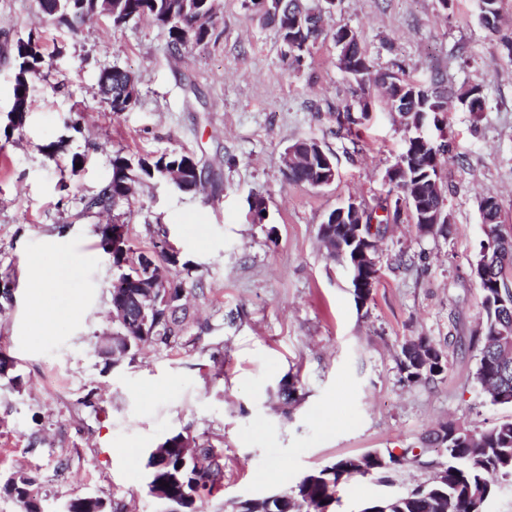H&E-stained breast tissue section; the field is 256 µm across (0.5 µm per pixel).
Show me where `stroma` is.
<instances>
[{"label":"stroma","instance_id":"stroma-1","mask_svg":"<svg viewBox=\"0 0 512 512\" xmlns=\"http://www.w3.org/2000/svg\"><path fill=\"white\" fill-rule=\"evenodd\" d=\"M327 27L347 26L374 70L448 90L481 85L483 112L449 99L441 157L447 234L420 235L410 217L382 227L381 277L357 306L347 272L318 239L326 214L349 200L379 209L397 198L384 181L405 148V131L379 90L360 88L338 66L332 40L318 41L300 66L250 0H217L206 44L173 55L147 19L121 27L98 16L77 33L57 27L34 0H0V129L13 103L10 41L42 35V77L30 87L24 126L0 133V352L22 385L0 380V485L23 472L36 481L42 512L76 498L161 512L148 494L152 448L187 429L224 449L228 500L290 490L308 472L371 450L419 448L439 422L483 431L512 420L492 404L474 373L472 338L484 320L471 263L484 237L479 200L492 194L512 226V60L480 23L478 0H336ZM119 66L136 81L138 103L113 113L102 70ZM368 109H361V102ZM359 122L340 129L336 117ZM80 117V131L69 126ZM318 142L336 169L313 187L287 182L282 154ZM186 149L210 165L218 189L185 193L165 180L140 187L130 204L84 214L86 198L112 175L113 152ZM81 155V170L71 168ZM263 197L255 223L248 199ZM125 224L134 248L166 236L203 291L182 345L146 347L105 363L111 286L117 272L95 225ZM92 262H82L87 252ZM57 273L45 302L79 307L50 334L34 328L27 265ZM423 336L441 347L446 370L403 382L402 342ZM300 398H277L282 381ZM429 471L408 465L391 483L354 476L335 512L403 493Z\"/></svg>","mask_w":512,"mask_h":512}]
</instances>
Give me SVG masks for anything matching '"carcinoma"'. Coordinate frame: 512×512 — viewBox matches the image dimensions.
<instances>
[{"mask_svg":"<svg viewBox=\"0 0 512 512\" xmlns=\"http://www.w3.org/2000/svg\"><path fill=\"white\" fill-rule=\"evenodd\" d=\"M480 19L482 24L494 31L496 26L489 19L497 20L502 11V0H482ZM40 11L50 17L59 27L76 32L80 24L91 16H106L112 25L120 27L133 19L146 17L164 30L168 46L173 54H181L186 44L201 45L211 34V19L214 16L215 0H36ZM301 11H308L304 0H282L279 18L267 16L264 21L282 28L284 19ZM344 30L340 26L328 29L320 17L313 18L312 28L304 33L312 37H336ZM41 36L31 31L17 42L13 50L15 69L13 117L10 125L19 129L24 125L29 108V90L32 81L41 75L44 57L40 48ZM112 75L102 71L99 91L112 111L126 112L137 103V92L130 74L118 66L110 68ZM361 87L369 81L381 86L386 96H399L407 110L428 112L430 108L444 103L448 98L443 79L436 77L429 86L418 85L392 73H376L364 77L362 73L352 75ZM458 103L470 112L483 111L484 90L478 85L462 86L453 91ZM301 161L288 166V182L309 184L315 180L319 170L317 151L321 146L314 141L298 142ZM170 163L179 164V171L186 188L195 189L214 179L212 169L184 150L164 151L151 157L137 160L117 151L112 155V175L100 190L84 205L87 212L113 210L127 204L134 197L131 186H137L153 178V171ZM439 178L435 167L428 162V152L420 156L419 167L411 173L406 195L417 211L415 202L430 197V180ZM502 205L495 201L482 213L483 222L489 224V234L498 241V246L489 250L488 263L483 272L475 275L483 295L485 327L479 337L480 358L476 379L486 389L494 404L512 405V334L501 335V330H512V287L508 285L506 271L512 270V231H503ZM319 237L324 243L329 258L340 263L354 261L355 248L344 246V254L336 253V225L322 224ZM153 260L156 266L165 263L171 267L182 266L186 275H191L188 263H180L178 252L161 240L153 243ZM112 266L120 276L137 275L141 252L132 248L129 237L109 252ZM201 289L195 281L187 287V279L174 282L169 299L159 303L147 335L129 331L123 336H112L110 345L101 355L117 361L135 356L137 351L149 344L159 349H172L181 344L188 329L189 314L183 297L192 289ZM397 364L404 381L409 384L431 380L444 369L443 353L430 340L419 337L404 341L400 346ZM453 423L441 424L430 432L425 443L429 446L448 440L443 461L437 463L439 480L418 485L410 493L368 504L364 512H484V505L493 493L492 478L512 482V420L475 434ZM421 463V455L412 448L397 454L392 450L369 452L361 456L344 457L305 475L291 490L284 493L281 506L272 512H334L339 502L340 485L353 476H378L395 471L404 463ZM146 467L149 480L165 500L175 503L181 512H197L196 503L220 493L224 488V449L188 432H178L151 450ZM166 485H161V482ZM3 492L13 497L22 512H40L39 492L34 482L25 474L18 473L3 485ZM69 512H105L104 502L97 498H77L70 502Z\"/></svg>","mask_w":512,"mask_h":512,"instance_id":"1","label":"carcinoma"}]
</instances>
